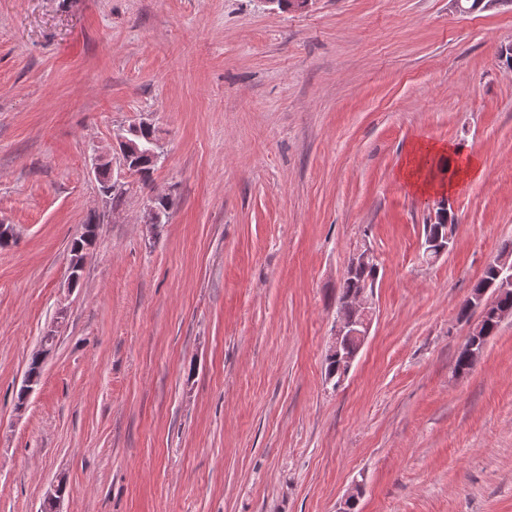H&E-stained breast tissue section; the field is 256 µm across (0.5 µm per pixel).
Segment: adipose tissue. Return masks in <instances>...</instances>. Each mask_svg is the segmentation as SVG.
Listing matches in <instances>:
<instances>
[{
	"instance_id": "adipose-tissue-1",
	"label": "adipose tissue",
	"mask_w": 512,
	"mask_h": 512,
	"mask_svg": "<svg viewBox=\"0 0 512 512\" xmlns=\"http://www.w3.org/2000/svg\"><path fill=\"white\" fill-rule=\"evenodd\" d=\"M438 166L447 168V179H427L426 171ZM473 170V161L463 158L461 150L422 142L415 146L408 159L404 177L416 190L447 194L453 191L458 180L470 175Z\"/></svg>"
}]
</instances>
